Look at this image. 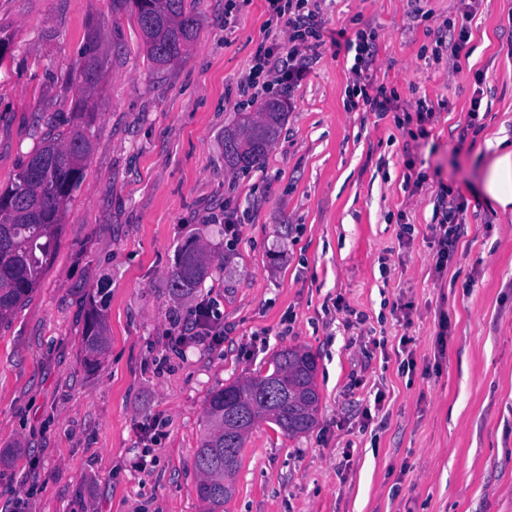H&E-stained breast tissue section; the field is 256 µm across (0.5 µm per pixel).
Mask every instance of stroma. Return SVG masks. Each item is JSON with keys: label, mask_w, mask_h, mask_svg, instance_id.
<instances>
[{"label": "stroma", "mask_w": 512, "mask_h": 512, "mask_svg": "<svg viewBox=\"0 0 512 512\" xmlns=\"http://www.w3.org/2000/svg\"><path fill=\"white\" fill-rule=\"evenodd\" d=\"M188 3L197 39L157 71L126 0H0V188L75 124L69 75L89 39L103 68L60 245L0 324V512H202L194 458L209 393L289 347L317 358L316 424L291 438L259 423L224 512H512V205L489 194L493 157L512 150V0H482L457 71L416 58L454 0H427L435 17L420 24L407 0H319L316 60L245 172L225 164L224 131L260 109L239 81L268 42L266 2L235 0L229 17L225 0ZM366 27L384 35L370 81L408 110L438 105L411 145L391 119L346 106L353 57L333 39ZM478 86L482 128L459 148L448 130ZM408 158L429 175L412 192ZM442 183L468 211L439 278L428 226ZM228 211L231 250L216 229ZM195 243L212 275L173 295L167 274ZM94 295L110 345L89 368ZM200 303L222 339L172 343ZM351 310L366 315L360 328L347 327ZM380 391L383 409L364 420Z\"/></svg>", "instance_id": "1"}]
</instances>
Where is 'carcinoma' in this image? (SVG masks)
I'll use <instances>...</instances> for the list:
<instances>
[{
	"label": "carcinoma",
	"mask_w": 512,
	"mask_h": 512,
	"mask_svg": "<svg viewBox=\"0 0 512 512\" xmlns=\"http://www.w3.org/2000/svg\"><path fill=\"white\" fill-rule=\"evenodd\" d=\"M131 4L149 65L163 69L179 61L194 42L197 15L187 0H127ZM102 79L95 41L88 42L79 65L80 94L97 90ZM79 122L61 140L43 142L0 190V324L30 297L60 242L68 202L80 181L90 153L95 113L82 104ZM283 113L277 103L261 106L258 118L239 117L243 131L224 136V160L234 169L248 170L263 160L277 138ZM213 260L202 247H186L168 274L170 291L181 296L202 287ZM109 343L102 305L93 300L83 334L84 362L96 364ZM316 357L308 350L277 351L264 373L238 378L212 391L206 401V429L195 455L201 476L197 495L204 512H224L235 492V476L245 442L261 421L283 434L299 437L316 423L319 393Z\"/></svg>",
	"instance_id": "cac0c4a2"
}]
</instances>
